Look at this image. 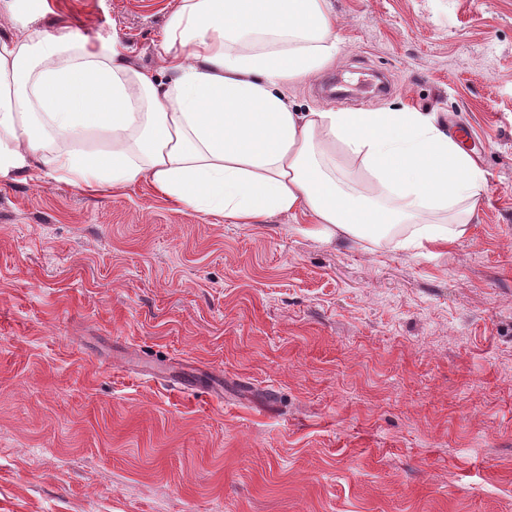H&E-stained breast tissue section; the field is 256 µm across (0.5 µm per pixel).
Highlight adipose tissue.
Here are the masks:
<instances>
[{"mask_svg": "<svg viewBox=\"0 0 512 512\" xmlns=\"http://www.w3.org/2000/svg\"><path fill=\"white\" fill-rule=\"evenodd\" d=\"M162 47L165 83L116 34L0 39V181L25 171L92 194L143 182L228 224L301 213L328 241L399 224L406 248L468 233L486 176L434 113L300 112L281 94L340 52L330 0H181ZM338 153L370 194L337 185Z\"/></svg>", "mask_w": 512, "mask_h": 512, "instance_id": "obj_1", "label": "adipose tissue"}]
</instances>
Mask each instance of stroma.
Returning a JSON list of instances; mask_svg holds the SVG:
<instances>
[{"instance_id":"1","label":"stroma","mask_w":512,"mask_h":512,"mask_svg":"<svg viewBox=\"0 0 512 512\" xmlns=\"http://www.w3.org/2000/svg\"><path fill=\"white\" fill-rule=\"evenodd\" d=\"M180 0L0 2L163 70ZM298 111L466 129L470 232L359 242L149 188L0 183V512H512V0H331Z\"/></svg>"}]
</instances>
